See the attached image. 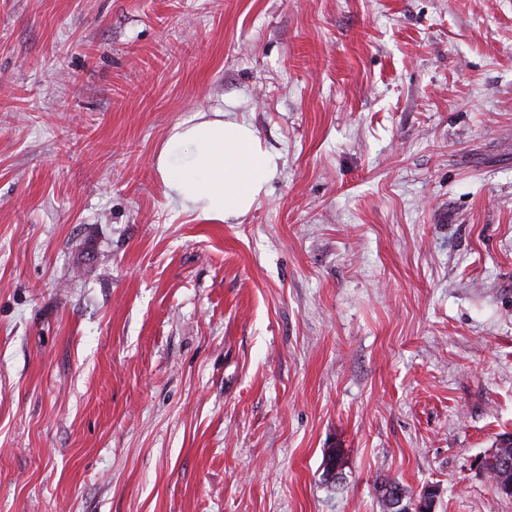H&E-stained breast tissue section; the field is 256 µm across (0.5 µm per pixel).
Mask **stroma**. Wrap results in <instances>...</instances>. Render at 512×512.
<instances>
[{
    "mask_svg": "<svg viewBox=\"0 0 512 512\" xmlns=\"http://www.w3.org/2000/svg\"><path fill=\"white\" fill-rule=\"evenodd\" d=\"M203 112L278 157L224 224ZM504 433L512 0H0V512H512ZM154 162L171 201L220 224L249 212L278 168L249 125L224 118L174 126ZM509 445V447L507 446L504 448L496 446L495 452L482 460L483 470L486 472L488 478L495 486V489L501 494L503 493L500 491V488L503 486L512 485V472L504 470L500 460V452H503V454H508L512 457V442H510ZM503 495L509 496L508 494ZM395 486L399 488L404 494V498L402 499L401 504L399 499H396L388 489V486ZM379 501L381 503L384 512H416L414 508H412V495L409 494L406 488L400 485L398 482L394 481H386L381 483L378 488ZM408 509H411L410 511Z\"/></svg>",
    "mask_w": 512,
    "mask_h": 512,
    "instance_id": "1",
    "label": "stroma"
}]
</instances>
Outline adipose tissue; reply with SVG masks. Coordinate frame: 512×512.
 <instances>
[{"label": "adipose tissue", "mask_w": 512, "mask_h": 512, "mask_svg": "<svg viewBox=\"0 0 512 512\" xmlns=\"http://www.w3.org/2000/svg\"><path fill=\"white\" fill-rule=\"evenodd\" d=\"M155 167L181 210L221 224L250 211L278 162L249 125L213 118L174 126Z\"/></svg>", "instance_id": "1"}]
</instances>
